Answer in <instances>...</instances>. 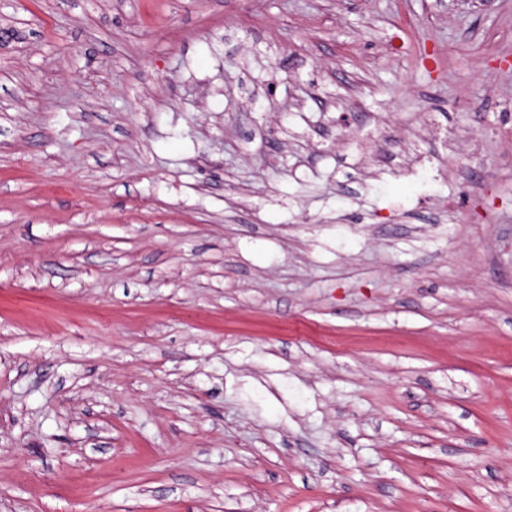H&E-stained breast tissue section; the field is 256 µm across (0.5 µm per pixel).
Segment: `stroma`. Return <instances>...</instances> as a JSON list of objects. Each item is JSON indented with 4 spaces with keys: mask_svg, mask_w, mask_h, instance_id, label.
<instances>
[{
    "mask_svg": "<svg viewBox=\"0 0 512 512\" xmlns=\"http://www.w3.org/2000/svg\"><path fill=\"white\" fill-rule=\"evenodd\" d=\"M0 512H512V0H0Z\"/></svg>",
    "mask_w": 512,
    "mask_h": 512,
    "instance_id": "stroma-1",
    "label": "stroma"
}]
</instances>
